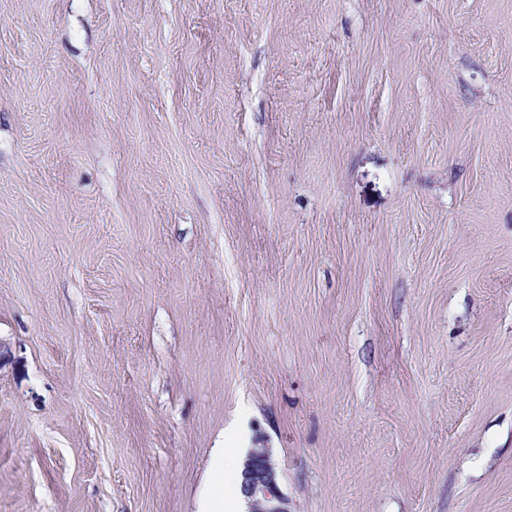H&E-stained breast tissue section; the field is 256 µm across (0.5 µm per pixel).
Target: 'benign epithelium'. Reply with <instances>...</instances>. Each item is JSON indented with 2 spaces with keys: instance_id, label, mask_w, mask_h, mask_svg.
I'll return each instance as SVG.
<instances>
[{
  "instance_id": "benign-epithelium-1",
  "label": "benign epithelium",
  "mask_w": 512,
  "mask_h": 512,
  "mask_svg": "<svg viewBox=\"0 0 512 512\" xmlns=\"http://www.w3.org/2000/svg\"><path fill=\"white\" fill-rule=\"evenodd\" d=\"M239 491L249 506L248 512H291L268 448L249 450L241 472Z\"/></svg>"
}]
</instances>
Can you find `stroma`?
Wrapping results in <instances>:
<instances>
[{"mask_svg":"<svg viewBox=\"0 0 512 512\" xmlns=\"http://www.w3.org/2000/svg\"><path fill=\"white\" fill-rule=\"evenodd\" d=\"M512 512V0H0V512ZM239 481V491L249 506L248 512H291L288 498L280 488L270 449L249 450L244 464L243 461L238 464Z\"/></svg>","mask_w":512,"mask_h":512,"instance_id":"stroma-1","label":"stroma"}]
</instances>
